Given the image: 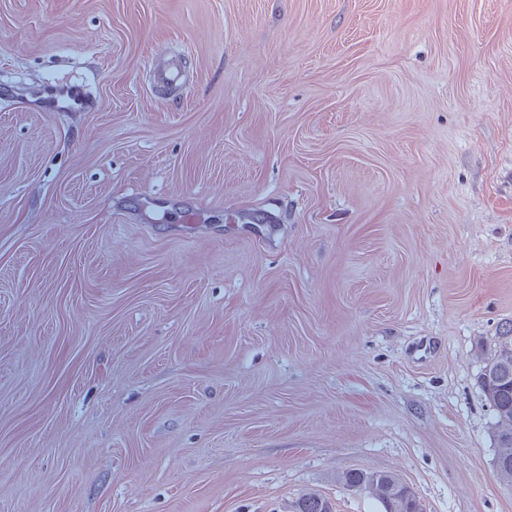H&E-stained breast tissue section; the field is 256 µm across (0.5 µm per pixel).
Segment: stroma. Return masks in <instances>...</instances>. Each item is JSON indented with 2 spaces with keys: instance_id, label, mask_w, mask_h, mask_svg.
I'll return each mask as SVG.
<instances>
[{
  "instance_id": "1",
  "label": "stroma",
  "mask_w": 512,
  "mask_h": 512,
  "mask_svg": "<svg viewBox=\"0 0 512 512\" xmlns=\"http://www.w3.org/2000/svg\"><path fill=\"white\" fill-rule=\"evenodd\" d=\"M0 72V512H512V0H0ZM185 83L186 76L177 58H171L165 67L154 72V84L157 87L177 90L181 89ZM480 383L494 412L497 475L512 485V320L500 324L493 347L483 356ZM336 481L371 497L380 512H422L415 492L390 472L346 469L336 474ZM291 512H335L332 502L316 492L302 494Z\"/></svg>"
}]
</instances>
